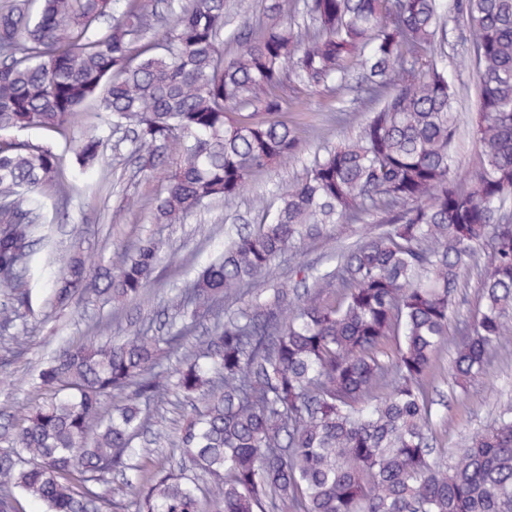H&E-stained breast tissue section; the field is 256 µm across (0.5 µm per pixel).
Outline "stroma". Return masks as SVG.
I'll use <instances>...</instances> for the list:
<instances>
[{
	"label": "stroma",
	"instance_id": "obj_1",
	"mask_svg": "<svg viewBox=\"0 0 512 512\" xmlns=\"http://www.w3.org/2000/svg\"><path fill=\"white\" fill-rule=\"evenodd\" d=\"M462 29V23L450 22L443 51L448 61L457 66L455 83L462 112L469 117L478 108V78L462 63L469 52ZM284 96L286 104L280 118L296 127L303 154L254 173L248 188L233 200L215 203L208 211L189 216L180 224L154 223L153 204L164 189V174L141 172L131 142H124L119 150L108 151V166L78 168L72 153L73 141L97 129L99 120L94 105L83 108L65 134L26 133V140L51 147L60 158L62 185L43 189L46 214L53 220L51 235L58 248L76 245L92 263L108 264L118 253L132 250L142 238L153 235L165 242L174 258L159 264L154 283L140 299L115 312L110 306L84 300L55 304L52 284L58 271L46 266L45 253L37 254L32 311L23 318L27 341L21 352L10 353L6 350L7 338L0 337V359L6 361L0 368V433L14 431L21 423L31 402L38 397L33 385L35 375L65 340L77 341L94 335L96 323L107 316L112 319L109 334L115 338L146 325L159 327V312L167 295L223 249L228 236L256 227L262 206L275 202L277 188L304 178L316 147L355 136L370 111L356 91H346L345 101L355 108L356 114L351 124L343 126L334 119V93L288 88ZM366 231L362 224H339L323 238L304 241L296 255L276 266L265 284L233 298L232 308H246L272 299L275 288L287 285L290 266L329 263L337 250L362 239ZM452 355L451 349H444L427 379L435 459L443 466L451 463L456 448L463 446L465 439L492 427L500 405L512 402V335L504 339L487 373L473 382L462 397L457 394L449 369ZM187 412V407L171 394L152 407V430L162 433L163 438L142 459L145 475L168 466L165 437L173 433Z\"/></svg>",
	"mask_w": 512,
	"mask_h": 512
}]
</instances>
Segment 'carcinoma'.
Listing matches in <instances>:
<instances>
[{"label": "carcinoma", "instance_id": "1", "mask_svg": "<svg viewBox=\"0 0 512 512\" xmlns=\"http://www.w3.org/2000/svg\"><path fill=\"white\" fill-rule=\"evenodd\" d=\"M10 0L0 8V134L59 133L86 104L101 125L132 133L142 168L175 169L153 214L181 223L243 192L251 176L294 157V127L256 119L283 110V89L333 85L362 71L375 103L359 134L315 157L279 189L257 229L224 248L166 309L203 344L172 371L164 338L143 328L122 342L69 344L39 372L36 402L0 451V512L12 490L46 512H119L97 491L125 474L137 512H512V408L442 468L428 442L425 381L449 341L461 275L477 271L480 307L457 327L452 373L477 379L512 321V0H453L479 79L473 136L480 161L455 166L458 114L439 0H303L312 26L243 23L224 34V0H180L159 28L158 0ZM84 168L101 138L75 146ZM47 146L0 139V330L30 308L33 261L46 244L42 187L57 180ZM381 225L331 270L295 268L312 283L297 305L223 311L224 298L264 282L273 263L334 224ZM165 253L146 237L94 268L75 246L52 252L54 297H139ZM337 289L340 299L324 300ZM168 391L204 401L174 442L178 462L138 482L144 408ZM122 401L106 413L102 400ZM200 327L198 328V331L195 333L196 337L192 338L190 337L189 340H186L183 343V346H181L178 349L169 350L166 346H163L165 348V353L163 354V358L161 360V365L163 368H167L168 370H172L176 365H178V360L185 354V352L189 351L193 344H195L201 336H204L205 327L209 325V319L210 316L205 311L201 310L200 312ZM197 339V340H196Z\"/></svg>", "mask_w": 512, "mask_h": 512}]
</instances>
